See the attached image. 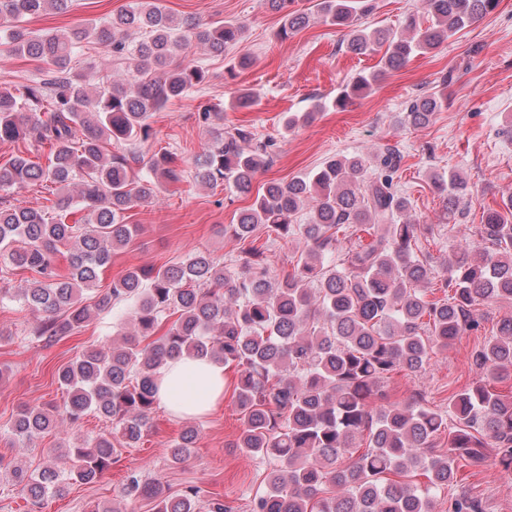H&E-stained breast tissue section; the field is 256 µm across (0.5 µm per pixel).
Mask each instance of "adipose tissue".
<instances>
[{"label": "adipose tissue", "instance_id": "adipose-tissue-1", "mask_svg": "<svg viewBox=\"0 0 512 512\" xmlns=\"http://www.w3.org/2000/svg\"><path fill=\"white\" fill-rule=\"evenodd\" d=\"M157 398L173 415H205L224 398V366L200 358L169 363L159 374Z\"/></svg>", "mask_w": 512, "mask_h": 512}]
</instances>
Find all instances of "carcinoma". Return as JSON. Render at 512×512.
<instances>
[{"instance_id":"carcinoma-1","label":"carcinoma","mask_w":512,"mask_h":512,"mask_svg":"<svg viewBox=\"0 0 512 512\" xmlns=\"http://www.w3.org/2000/svg\"><path fill=\"white\" fill-rule=\"evenodd\" d=\"M74 0H0L5 43L19 57L47 66L45 78L15 91H0V142L30 138L50 147L49 163L20 152L0 164V191L30 182L54 186L56 200L42 210L0 209V258L29 274V285L0 287V303L18 300L41 315L36 334L59 341L83 327L91 312L117 310L130 327L112 346L91 347L58 370L67 392L59 408L22 407L12 435L31 442L56 427L93 412L112 430L84 440L37 475L16 468L32 512L69 480L89 484L117 461L119 450L135 448L157 404L161 368L183 357H207L238 370L233 391L242 427L234 447L256 457H273L278 469L254 512H433L434 498L457 479L461 463L484 462L481 449L498 448L497 464L512 471V396L496 384L512 378V318L473 356L482 377L456 392L448 411L419 401H373L394 371L415 374L432 355L448 352L458 336L481 326L478 306L512 300V195L504 208L488 211L477 227L479 241L448 253V295L427 298L431 269L417 256L421 225L410 218L408 198L393 187L401 156L386 147L373 170L360 155L332 156L312 175L271 180L254 202L224 228L246 242L261 226L281 238L305 243L291 272H269L254 247L231 271L211 254L194 252L178 264L128 269L104 293L97 292L113 254L129 246L139 225L127 213L154 199L167 183L183 177L169 151L153 155L149 173L136 172L125 154H108L119 144L139 159V145L153 136L150 118L172 99L200 87L206 71L187 62L199 45L222 55L244 40V25L178 17L162 0H132L111 19L79 28L52 29L30 37L9 26L27 16L69 11ZM280 14L278 36L288 39L309 22L296 0H266ZM498 0H423L432 24L407 16L400 31L369 28L359 20L372 0H318L325 21L349 30L346 50L381 54V72L401 69L415 53H430L497 7ZM98 45L110 57L137 62L135 72L116 79L102 68L79 71L85 49ZM379 74L358 75L336 97L343 108L367 93ZM443 105L437 94L410 100L401 122L427 126ZM201 118L218 129L193 161V179L215 188L228 181L251 191L267 166L268 142H253L247 129L224 130V112L206 107ZM448 217L458 212L468 182L457 174L432 175ZM309 211L305 224L298 214ZM81 212V223L67 217ZM366 224L371 242L349 247L347 262L336 250L349 228ZM66 255L67 272L58 267ZM448 432V451L425 454L433 438ZM198 432L185 428L169 448L182 464ZM367 439L360 450L357 441ZM422 471L421 488L399 481ZM127 495L152 503V512H227L217 499L200 505L199 489L167 491L156 478L131 474Z\"/></svg>"}]
</instances>
